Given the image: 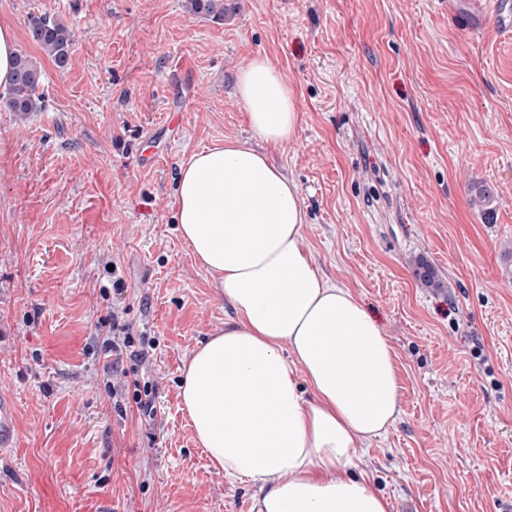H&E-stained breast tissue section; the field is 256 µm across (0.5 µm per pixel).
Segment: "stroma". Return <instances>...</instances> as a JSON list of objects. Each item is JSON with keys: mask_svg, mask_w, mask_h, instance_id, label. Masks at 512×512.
Masks as SVG:
<instances>
[{"mask_svg": "<svg viewBox=\"0 0 512 512\" xmlns=\"http://www.w3.org/2000/svg\"><path fill=\"white\" fill-rule=\"evenodd\" d=\"M234 3L218 24L184 0H0L42 71L39 111L0 107V391L21 435L0 512H257L258 485L210 464L182 403L187 361L234 312L174 189L193 152L251 139L236 81L258 54L296 95L297 133L268 153L305 243L397 358L399 416L352 473L390 512H512V25L475 0ZM43 13L75 34L67 70L29 37ZM419 255L441 288L417 285ZM116 307L153 341L151 423L105 389Z\"/></svg>", "mask_w": 512, "mask_h": 512, "instance_id": "obj_1", "label": "stroma"}]
</instances>
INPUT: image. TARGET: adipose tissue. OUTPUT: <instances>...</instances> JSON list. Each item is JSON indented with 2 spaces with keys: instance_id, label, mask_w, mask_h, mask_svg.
Returning <instances> with one entry per match:
<instances>
[{
  "instance_id": "adipose-tissue-1",
  "label": "adipose tissue",
  "mask_w": 512,
  "mask_h": 512,
  "mask_svg": "<svg viewBox=\"0 0 512 512\" xmlns=\"http://www.w3.org/2000/svg\"><path fill=\"white\" fill-rule=\"evenodd\" d=\"M236 88L259 143L295 135V93L269 57L250 59ZM175 201L182 237L234 310L194 351L181 386L211 464L260 484L258 512H390L350 467L397 418L396 355L304 248L294 180L258 146L228 139L182 164Z\"/></svg>"
}]
</instances>
